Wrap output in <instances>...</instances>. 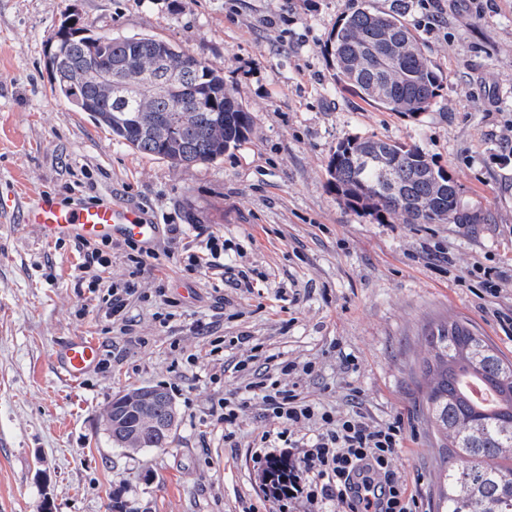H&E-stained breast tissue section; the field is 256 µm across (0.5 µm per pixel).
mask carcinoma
Listing matches in <instances>:
<instances>
[{
	"instance_id": "carcinoma-1",
	"label": "carcinoma",
	"mask_w": 512,
	"mask_h": 512,
	"mask_svg": "<svg viewBox=\"0 0 512 512\" xmlns=\"http://www.w3.org/2000/svg\"><path fill=\"white\" fill-rule=\"evenodd\" d=\"M405 0L388 11L360 7L327 43L333 76L363 101L418 116L441 97L444 77L404 21ZM61 57L52 92L112 131L118 142L174 165L214 161L249 134L247 109L205 61L151 36L97 35L65 18L54 36ZM328 183L349 207L379 223L477 224L455 180L417 146L375 137L340 142ZM418 365L427 423L448 459L439 470L437 512H512V360L472 323L450 318L425 332ZM477 384L495 395L482 404ZM137 414L112 424L113 446L165 448L177 416L169 393L150 386Z\"/></svg>"
}]
</instances>
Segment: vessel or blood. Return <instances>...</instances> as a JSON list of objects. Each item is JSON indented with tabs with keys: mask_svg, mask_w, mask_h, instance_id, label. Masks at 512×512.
Instances as JSON below:
<instances>
[{
	"mask_svg": "<svg viewBox=\"0 0 512 512\" xmlns=\"http://www.w3.org/2000/svg\"><path fill=\"white\" fill-rule=\"evenodd\" d=\"M22 221L35 227L44 240H90L118 235L149 244L159 233L158 225L143 220L134 206L108 202L74 207L48 194L37 195L28 202ZM99 355L100 347L95 340L76 336L55 350L53 361L57 373L75 383L95 367Z\"/></svg>",
	"mask_w": 512,
	"mask_h": 512,
	"instance_id": "b4317fda",
	"label": "vessel or blood"
}]
</instances>
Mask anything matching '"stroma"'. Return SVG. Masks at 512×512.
I'll use <instances>...</instances> for the list:
<instances>
[{"mask_svg":"<svg viewBox=\"0 0 512 512\" xmlns=\"http://www.w3.org/2000/svg\"><path fill=\"white\" fill-rule=\"evenodd\" d=\"M363 0H0V512H274L262 458L287 456L248 386L277 363H311L302 396L376 421L402 415L398 466L436 512L443 465L417 366L430 323L457 317L512 359L482 269L512 276V0H441L442 23L405 20L445 78L433 111L376 108L333 77L324 51ZM97 34L149 35L202 58L251 115L248 138L213 162L176 166L116 142L52 95L45 46L64 17ZM415 145L462 188L475 224L378 223L338 199L327 164L342 140ZM64 201L139 205L155 224L224 237V272L185 270L167 236L133 280L128 331L87 308L73 241L21 224L35 192ZM440 250L448 262L429 263ZM251 277L239 286L240 271ZM74 336L112 354L70 383L52 354ZM356 362L345 368V358ZM243 371H236V364ZM158 386L178 425L165 448L114 447L101 409L119 392ZM243 400L235 444L225 400Z\"/></svg>","mask_w":512,"mask_h":512,"instance_id":"35a3bbf8","label":"stroma"}]
</instances>
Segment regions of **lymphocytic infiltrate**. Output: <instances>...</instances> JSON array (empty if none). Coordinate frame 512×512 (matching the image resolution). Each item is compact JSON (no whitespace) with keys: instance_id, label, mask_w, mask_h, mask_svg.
I'll return each mask as SVG.
<instances>
[{"instance_id":"f902f5d3","label":"lymphocytic infiltrate","mask_w":512,"mask_h":512,"mask_svg":"<svg viewBox=\"0 0 512 512\" xmlns=\"http://www.w3.org/2000/svg\"><path fill=\"white\" fill-rule=\"evenodd\" d=\"M117 251L134 270L144 267V251L135 240L78 244L79 278L98 313L111 322L122 320L136 293L134 282L110 278ZM311 371V365L288 361L281 364L279 379L254 385L278 424L300 429L318 420L324 425L311 441L298 446V458L288 467V490L277 497L280 512H286L298 493L310 504H331L333 512H421L417 495L397 466L405 441L402 418L379 423L361 412L335 416L320 410L297 391V378Z\"/></svg>"}]
</instances>
